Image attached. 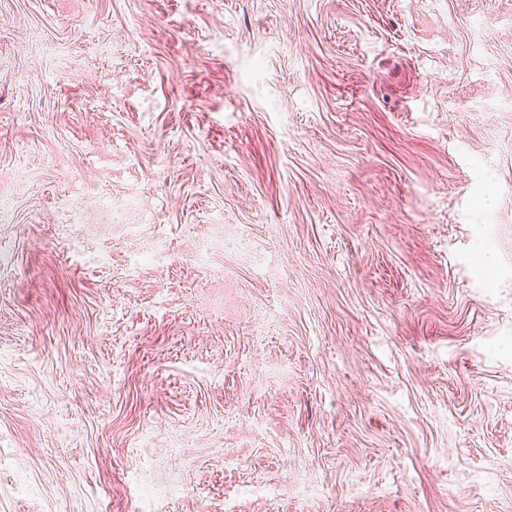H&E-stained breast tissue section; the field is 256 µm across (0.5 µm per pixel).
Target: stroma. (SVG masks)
Here are the masks:
<instances>
[{
	"label": "stroma",
	"instance_id": "35a3bbf8",
	"mask_svg": "<svg viewBox=\"0 0 512 512\" xmlns=\"http://www.w3.org/2000/svg\"><path fill=\"white\" fill-rule=\"evenodd\" d=\"M0 512H512V0H0Z\"/></svg>",
	"mask_w": 512,
	"mask_h": 512
}]
</instances>
